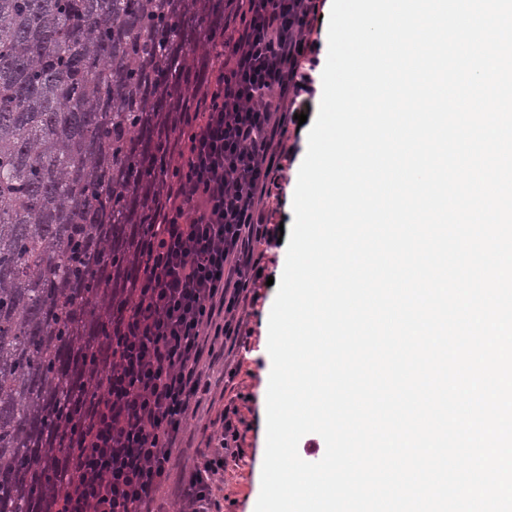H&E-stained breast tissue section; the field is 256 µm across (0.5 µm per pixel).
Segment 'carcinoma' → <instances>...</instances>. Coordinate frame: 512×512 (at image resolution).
<instances>
[{
	"instance_id": "cac0c4a2",
	"label": "carcinoma",
	"mask_w": 512,
	"mask_h": 512,
	"mask_svg": "<svg viewBox=\"0 0 512 512\" xmlns=\"http://www.w3.org/2000/svg\"><path fill=\"white\" fill-rule=\"evenodd\" d=\"M233 6L0 0V512H46Z\"/></svg>"
}]
</instances>
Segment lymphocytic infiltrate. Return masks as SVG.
Instances as JSON below:
<instances>
[{
  "label": "lymphocytic infiltrate",
  "instance_id": "f902f5d3",
  "mask_svg": "<svg viewBox=\"0 0 512 512\" xmlns=\"http://www.w3.org/2000/svg\"><path fill=\"white\" fill-rule=\"evenodd\" d=\"M243 8L276 33L282 49L265 54L252 30L234 23L220 30L235 50L237 82L225 88L224 64L213 58L211 82L179 116L193 131L172 156L175 182L161 193L139 274L96 355L99 390L79 404L48 512H166L162 490L172 479L177 512H221L214 478L226 457L246 454L241 407L248 399L239 391L218 414L219 428L194 468L174 470L185 423L211 393L206 361L224 346L250 347L253 329L242 312L258 301L280 236L265 188L293 160L285 136L294 117L284 106L315 93L294 49L309 52L310 66L318 59L307 29L272 18L262 0H245ZM274 79L283 82V98L260 100L256 85Z\"/></svg>",
  "mask_w": 512,
  "mask_h": 512
}]
</instances>
